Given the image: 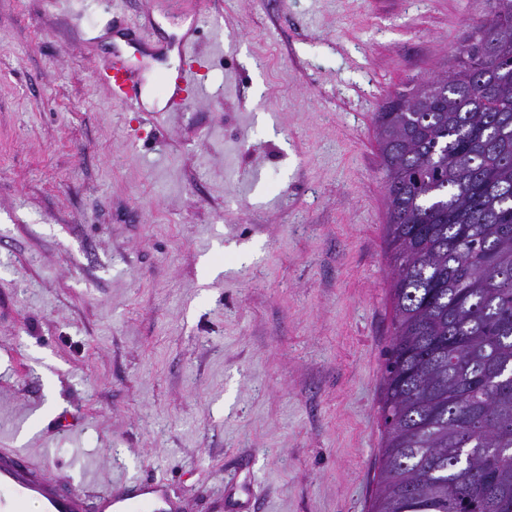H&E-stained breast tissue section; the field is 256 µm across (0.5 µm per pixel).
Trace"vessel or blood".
Here are the masks:
<instances>
[{
	"instance_id": "1",
	"label": "vessel or blood",
	"mask_w": 512,
	"mask_h": 512,
	"mask_svg": "<svg viewBox=\"0 0 512 512\" xmlns=\"http://www.w3.org/2000/svg\"><path fill=\"white\" fill-rule=\"evenodd\" d=\"M101 78L112 97L141 106L142 81L136 78L121 56H114ZM197 71L183 67L171 72L158 94L167 105L180 103L185 94L198 90ZM34 504L38 512H180L181 502L166 480H138L130 490L118 493H88L64 487L49 477L27 454L17 448H0V512H22Z\"/></svg>"
}]
</instances>
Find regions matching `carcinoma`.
I'll return each mask as SVG.
<instances>
[{
  "label": "carcinoma",
  "instance_id": "1",
  "mask_svg": "<svg viewBox=\"0 0 512 512\" xmlns=\"http://www.w3.org/2000/svg\"><path fill=\"white\" fill-rule=\"evenodd\" d=\"M379 113L394 333L372 512H512V0Z\"/></svg>",
  "mask_w": 512,
  "mask_h": 512
}]
</instances>
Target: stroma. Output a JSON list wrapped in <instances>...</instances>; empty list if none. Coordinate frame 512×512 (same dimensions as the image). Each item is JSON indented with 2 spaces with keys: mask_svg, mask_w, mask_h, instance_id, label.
Returning a JSON list of instances; mask_svg holds the SVG:
<instances>
[{
  "mask_svg": "<svg viewBox=\"0 0 512 512\" xmlns=\"http://www.w3.org/2000/svg\"><path fill=\"white\" fill-rule=\"evenodd\" d=\"M491 0H0V448L185 512H371L393 325L376 116ZM197 24L172 112L99 81Z\"/></svg>",
  "mask_w": 512,
  "mask_h": 512,
  "instance_id": "1",
  "label": "stroma"
}]
</instances>
